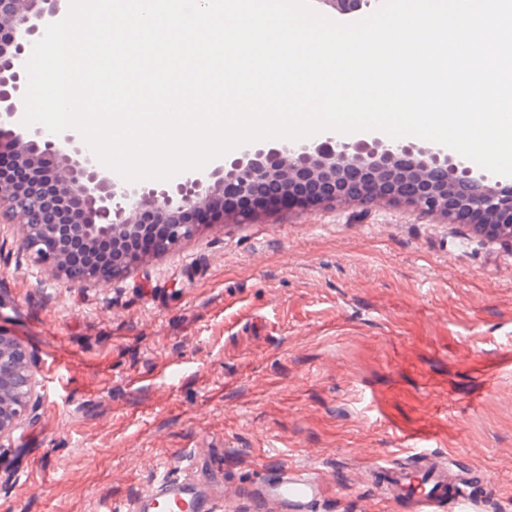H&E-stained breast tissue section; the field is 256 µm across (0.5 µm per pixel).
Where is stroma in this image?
<instances>
[{"label":"stroma","mask_w":512,"mask_h":512,"mask_svg":"<svg viewBox=\"0 0 512 512\" xmlns=\"http://www.w3.org/2000/svg\"><path fill=\"white\" fill-rule=\"evenodd\" d=\"M0 223V336L45 378L0 447V512H97L184 451L343 472L318 512H394L367 475L407 439L453 453L512 512V256L404 201L229 212L102 285ZM66 365L65 390L49 385Z\"/></svg>","instance_id":"1"}]
</instances>
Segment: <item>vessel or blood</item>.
Listing matches in <instances>:
<instances>
[{
    "label": "vessel or blood",
    "instance_id": "vessel-or-blood-1",
    "mask_svg": "<svg viewBox=\"0 0 512 512\" xmlns=\"http://www.w3.org/2000/svg\"><path fill=\"white\" fill-rule=\"evenodd\" d=\"M224 458H190L187 465L156 464L150 485L101 512H225L230 501L250 512H317L329 480L315 467L276 464L233 485L224 483ZM369 470L398 512H485V499L455 456L413 442L406 457H374Z\"/></svg>",
    "mask_w": 512,
    "mask_h": 512
}]
</instances>
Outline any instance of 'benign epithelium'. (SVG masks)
Wrapping results in <instances>:
<instances>
[{
    "instance_id": "7a95c632",
    "label": "benign epithelium",
    "mask_w": 512,
    "mask_h": 512,
    "mask_svg": "<svg viewBox=\"0 0 512 512\" xmlns=\"http://www.w3.org/2000/svg\"><path fill=\"white\" fill-rule=\"evenodd\" d=\"M61 12V0H0V30L11 33L8 42L0 40V154L14 155L29 172L22 185L0 176V220L24 225L20 248L36 262L70 266L73 239L83 241L90 254L102 236L119 245L151 241L149 248L112 263L110 271H122L194 237L203 224L223 222L224 203L230 200L224 194L226 185L239 197H253L274 184L280 190L279 203L261 202L258 207L290 208L309 200L297 194L298 184L333 182L343 172L363 177L365 190L358 195L363 203L374 199L375 187L389 185L414 199L425 213L445 212L453 199L463 224L473 217L488 224L512 222V192L500 190L499 181L475 170L470 159L387 136L330 138L323 146L255 142L208 169L184 173L167 188L118 182L106 174L78 132L55 135L40 124L22 123L25 64L33 44ZM15 392L27 398L13 412L17 426L44 396L36 378L25 375Z\"/></svg>"
}]
</instances>
